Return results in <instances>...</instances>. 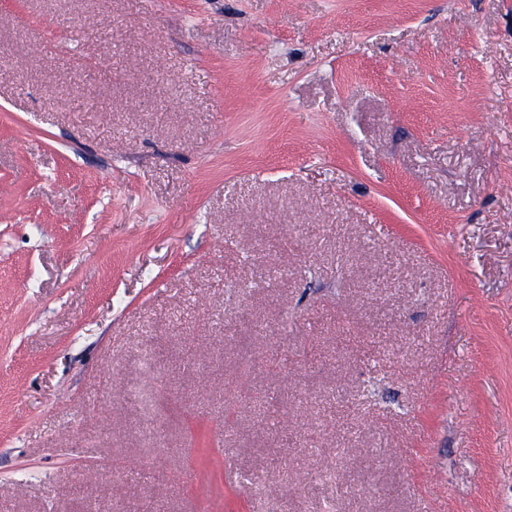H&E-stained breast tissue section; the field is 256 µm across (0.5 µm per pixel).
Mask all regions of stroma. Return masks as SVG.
I'll return each mask as SVG.
<instances>
[{
    "label": "stroma",
    "mask_w": 512,
    "mask_h": 512,
    "mask_svg": "<svg viewBox=\"0 0 512 512\" xmlns=\"http://www.w3.org/2000/svg\"><path fill=\"white\" fill-rule=\"evenodd\" d=\"M0 512H512V0H0Z\"/></svg>",
    "instance_id": "1"
}]
</instances>
